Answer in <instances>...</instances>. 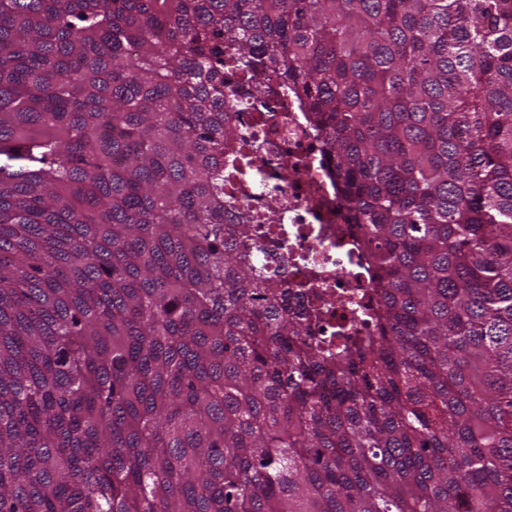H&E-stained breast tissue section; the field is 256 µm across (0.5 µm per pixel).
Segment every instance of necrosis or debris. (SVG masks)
Wrapping results in <instances>:
<instances>
[{
  "label": "necrosis or debris",
  "instance_id": "4bbe7bcc",
  "mask_svg": "<svg viewBox=\"0 0 512 512\" xmlns=\"http://www.w3.org/2000/svg\"><path fill=\"white\" fill-rule=\"evenodd\" d=\"M224 101L243 136L253 139L247 177L226 185L235 215L253 218L289 287L294 308L320 319L325 334L337 315L361 325L362 294H375L357 238L345 233L347 208L338 197L320 138L299 100L257 93L254 83L225 78Z\"/></svg>",
  "mask_w": 512,
  "mask_h": 512
}]
</instances>
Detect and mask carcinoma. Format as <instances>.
<instances>
[{
    "instance_id": "cac0c4a2",
    "label": "carcinoma",
    "mask_w": 512,
    "mask_h": 512,
    "mask_svg": "<svg viewBox=\"0 0 512 512\" xmlns=\"http://www.w3.org/2000/svg\"><path fill=\"white\" fill-rule=\"evenodd\" d=\"M321 128L336 340L224 193V75ZM0 512H512V0H0Z\"/></svg>"
}]
</instances>
